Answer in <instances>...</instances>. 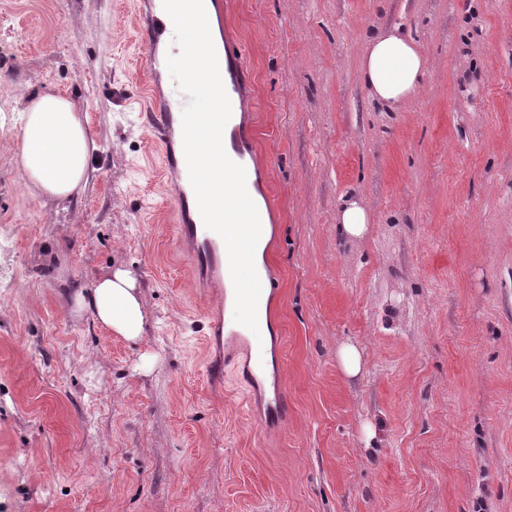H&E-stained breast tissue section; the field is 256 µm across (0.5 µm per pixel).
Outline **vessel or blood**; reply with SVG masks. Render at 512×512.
Instances as JSON below:
<instances>
[{"label":"vessel or blood","mask_w":512,"mask_h":512,"mask_svg":"<svg viewBox=\"0 0 512 512\" xmlns=\"http://www.w3.org/2000/svg\"><path fill=\"white\" fill-rule=\"evenodd\" d=\"M154 15L147 24L141 25V35L147 46L144 61L150 79H157L165 66V57L160 44L172 25L170 18L162 14L161 0H155ZM217 59L225 91L231 102L232 111H239V93L248 78V70L242 49L232 41L222 42L218 47ZM145 124L155 135L161 150L163 169L168 177L188 178V167L183 152L174 148L175 141L182 138V115L163 108L147 113ZM250 139L246 127L228 121L223 131V144L230 159L243 158V146ZM171 205L177 223L176 229L181 246L188 251L192 272L209 277L210 285L220 288L224 285L225 244L222 238L196 217V208L189 191L172 195Z\"/></svg>","instance_id":"obj_1"}]
</instances>
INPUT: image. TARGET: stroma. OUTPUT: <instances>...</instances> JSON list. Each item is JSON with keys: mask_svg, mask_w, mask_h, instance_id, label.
I'll return each instance as SVG.
<instances>
[{"mask_svg": "<svg viewBox=\"0 0 512 512\" xmlns=\"http://www.w3.org/2000/svg\"><path fill=\"white\" fill-rule=\"evenodd\" d=\"M133 4L0 0V512H512V0H231L274 204L256 396L245 345L204 341L218 298L177 248L140 124ZM395 25L426 73L391 111L359 71ZM46 91L93 142L58 203L16 165ZM350 195L370 214L357 240L336 224ZM112 266L140 281L135 344L74 308Z\"/></svg>", "mask_w": 512, "mask_h": 512, "instance_id": "obj_1", "label": "stroma"}]
</instances>
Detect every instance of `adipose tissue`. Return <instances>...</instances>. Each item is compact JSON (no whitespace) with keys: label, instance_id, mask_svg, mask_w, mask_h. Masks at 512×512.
<instances>
[{"label":"adipose tissue","instance_id":"1","mask_svg":"<svg viewBox=\"0 0 512 512\" xmlns=\"http://www.w3.org/2000/svg\"><path fill=\"white\" fill-rule=\"evenodd\" d=\"M426 61L404 31L394 27L375 35L361 62V79L370 95L396 110L421 87ZM91 141L80 112L65 95L44 92L23 111L22 145L17 166L24 184L42 197L62 202L73 197L87 177ZM79 311L110 334L138 342L146 316L139 283L124 267L97 277L75 294Z\"/></svg>","mask_w":512,"mask_h":512}]
</instances>
